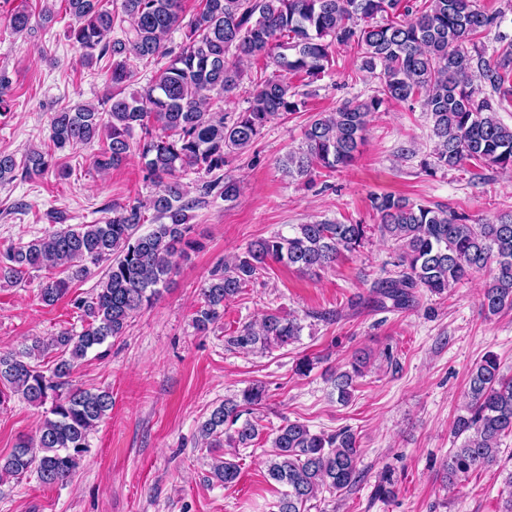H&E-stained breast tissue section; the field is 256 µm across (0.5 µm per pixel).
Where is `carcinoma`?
Instances as JSON below:
<instances>
[{
  "mask_svg": "<svg viewBox=\"0 0 512 512\" xmlns=\"http://www.w3.org/2000/svg\"><path fill=\"white\" fill-rule=\"evenodd\" d=\"M75 23L68 38L83 50L84 65L108 58L112 92L99 106L63 107L51 119V145L22 156L0 151V183L20 176L31 180L51 166L57 150L87 144L105 135L93 165L107 172L124 165L137 144L145 178L163 182L144 206H112L102 224L58 229L0 251V281L18 282L32 270L60 268L64 278L42 284L40 297L52 305L70 284L107 263L92 292L75 300L81 329L36 336L20 351L0 352V405L18 396L35 406L49 405L36 438H21L0 457V481L34 472L43 485L66 482L87 452L91 430L112 409V392L75 387L71 374L88 352L122 336L133 316L149 307L178 269V259L194 249L188 212L199 199L188 196L181 175L206 176L224 169L227 158L247 150L275 119L301 111L304 101L292 85L299 76L312 83L328 72L338 45L360 50L359 71L378 80L363 100L344 101L333 112H318L304 131L305 148L281 161L291 178L314 169L349 166L359 153L369 118L388 102H418L427 112L434 149L421 170L459 169L467 163L512 171V126L498 117L505 75L512 70V43L497 59L471 53L467 45L496 27L500 16L476 8L473 0H201L184 21L181 0H121V13L99 7L100 0H66ZM120 28L111 41L108 33ZM182 41L167 47L172 33ZM264 59L274 73L253 81L248 106L226 112L220 103L235 96L244 78L242 59ZM139 63L156 69L145 86L127 95L125 87ZM138 141H133L135 131ZM226 201L239 193L236 179L218 177L202 184ZM380 235L399 254L392 275L373 282L380 307L406 309L424 288L448 293L462 281L492 267L481 293V307L497 315L512 310V214L494 221L440 205L414 203L392 194L370 197ZM153 211V217L146 216ZM153 228L139 233L146 221ZM368 224H299L251 243L246 252L216 268L200 289L201 306L193 325L206 332L224 312V302L257 279L269 262L314 274L362 244ZM302 325L269 312L254 326L244 325L227 343L241 349L283 347L297 339ZM57 353L50 367L43 359ZM351 369L336 374L338 400L347 402L363 374L366 356L355 354ZM266 386L257 381L214 407L199 426L209 448L229 443L244 448L259 436L257 424L242 419L243 406L261 404ZM459 446L448 452L444 479L456 487L473 472L497 463L502 438L512 434V378L496 355L486 354L469 372L464 413L452 425ZM268 478L287 487L277 512H310L328 493H347L362 477L360 441L345 427L316 433L300 421L279 426L271 441ZM212 477L228 487L240 475L231 459H216Z\"/></svg>",
  "mask_w": 512,
  "mask_h": 512,
  "instance_id": "carcinoma-1",
  "label": "carcinoma"
}]
</instances>
